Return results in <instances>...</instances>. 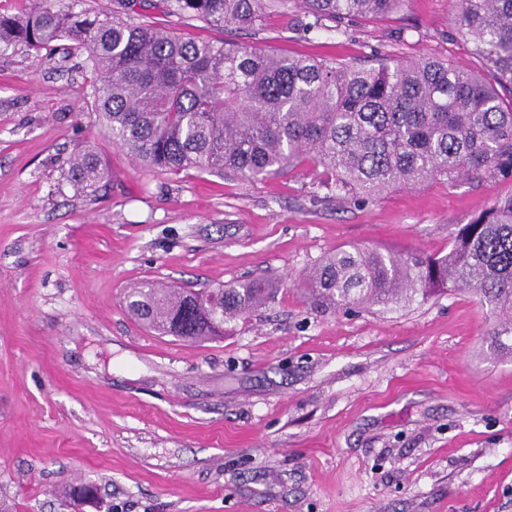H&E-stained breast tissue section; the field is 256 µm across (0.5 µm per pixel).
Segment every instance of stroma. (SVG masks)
Segmentation results:
<instances>
[{
  "mask_svg": "<svg viewBox=\"0 0 512 512\" xmlns=\"http://www.w3.org/2000/svg\"><path fill=\"white\" fill-rule=\"evenodd\" d=\"M455 0L312 27L297 9L221 28L132 0L125 18L356 65H485ZM84 54L0 49V500L13 512H512V334L472 292L314 310L299 278L336 249L439 255L512 177L332 197L309 163L254 181L136 164L91 110ZM94 150L110 175L63 178ZM282 276L274 302L188 343L135 321L145 282ZM64 177L82 190L96 191L105 181L108 171L99 156L90 149L73 154L68 162Z\"/></svg>",
  "mask_w": 512,
  "mask_h": 512,
  "instance_id": "obj_1",
  "label": "stroma"
}]
</instances>
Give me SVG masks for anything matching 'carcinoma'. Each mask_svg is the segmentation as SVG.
I'll use <instances>...</instances> for the list:
<instances>
[{
  "instance_id": "1",
  "label": "carcinoma",
  "mask_w": 512,
  "mask_h": 512,
  "mask_svg": "<svg viewBox=\"0 0 512 512\" xmlns=\"http://www.w3.org/2000/svg\"><path fill=\"white\" fill-rule=\"evenodd\" d=\"M405 0H164L207 23L262 25L271 10L299 8L310 25L339 27L382 17ZM456 24L495 82L478 71L422 57L364 68L214 44L134 24L117 11L91 13L77 0H34L0 15V48L39 51L66 40L87 54L98 119L141 166L195 168L251 180L308 162L336 193L372 202L396 186L512 174V0H459ZM64 177L97 190L108 171L90 149ZM470 288L512 333V195L457 230L448 254L401 256L340 248L301 282L314 308H386L437 286ZM284 280L264 276L205 288L127 294L130 315L182 340L224 335V324L271 303Z\"/></svg>"
}]
</instances>
